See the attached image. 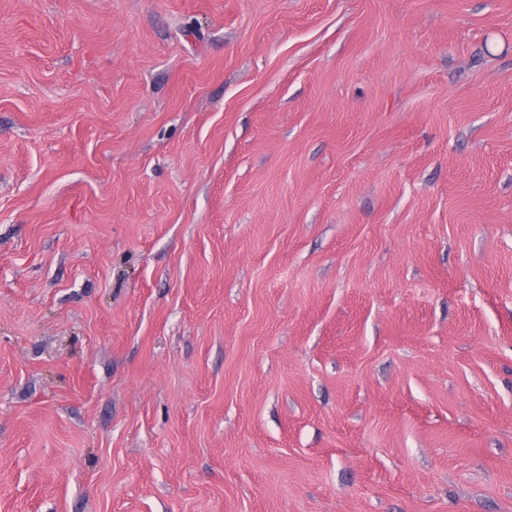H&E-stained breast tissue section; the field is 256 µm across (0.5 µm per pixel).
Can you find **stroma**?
Returning a JSON list of instances; mask_svg holds the SVG:
<instances>
[{"label": "stroma", "instance_id": "35a3bbf8", "mask_svg": "<svg viewBox=\"0 0 512 512\" xmlns=\"http://www.w3.org/2000/svg\"><path fill=\"white\" fill-rule=\"evenodd\" d=\"M0 512H512V0H0Z\"/></svg>", "mask_w": 512, "mask_h": 512}]
</instances>
